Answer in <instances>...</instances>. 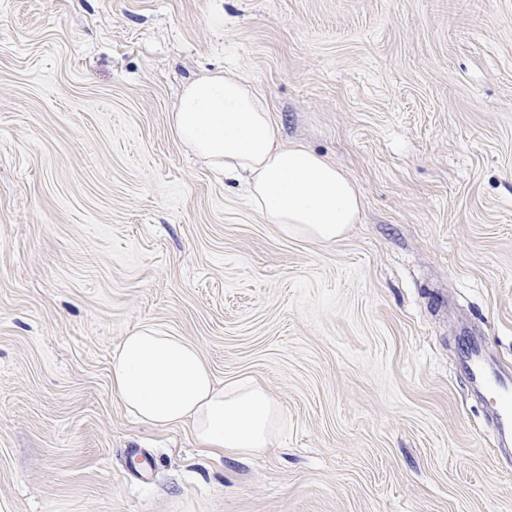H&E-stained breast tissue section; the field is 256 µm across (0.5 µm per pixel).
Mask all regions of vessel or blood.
Returning <instances> with one entry per match:
<instances>
[{
	"label": "vessel or blood",
	"mask_w": 512,
	"mask_h": 512,
	"mask_svg": "<svg viewBox=\"0 0 512 512\" xmlns=\"http://www.w3.org/2000/svg\"><path fill=\"white\" fill-rule=\"evenodd\" d=\"M465 368L472 386L494 409L492 427L498 442L512 439V375L489 365L485 342L478 336L470 340Z\"/></svg>",
	"instance_id": "obj_1"
}]
</instances>
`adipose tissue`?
Wrapping results in <instances>:
<instances>
[{"label":"adipose tissue","instance_id":"1","mask_svg":"<svg viewBox=\"0 0 512 512\" xmlns=\"http://www.w3.org/2000/svg\"><path fill=\"white\" fill-rule=\"evenodd\" d=\"M171 124L177 136L230 182L286 238L334 242L358 223L362 199L335 163L286 144L250 83L212 74L184 89ZM112 392L135 420L189 424L198 446L253 455L272 446L286 424L281 405L253 378L217 386L199 350L184 337L142 327L112 356Z\"/></svg>","mask_w":512,"mask_h":512}]
</instances>
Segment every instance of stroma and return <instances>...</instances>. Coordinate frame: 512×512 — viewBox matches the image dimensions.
I'll list each match as a JSON object with an SVG mask.
<instances>
[{"label": "stroma", "mask_w": 512, "mask_h": 512, "mask_svg": "<svg viewBox=\"0 0 512 512\" xmlns=\"http://www.w3.org/2000/svg\"><path fill=\"white\" fill-rule=\"evenodd\" d=\"M213 73L348 174L346 237L178 138ZM142 326L262 382L272 447L132 419ZM470 336L512 369V0H0V512H512Z\"/></svg>", "instance_id": "35a3bbf8"}]
</instances>
